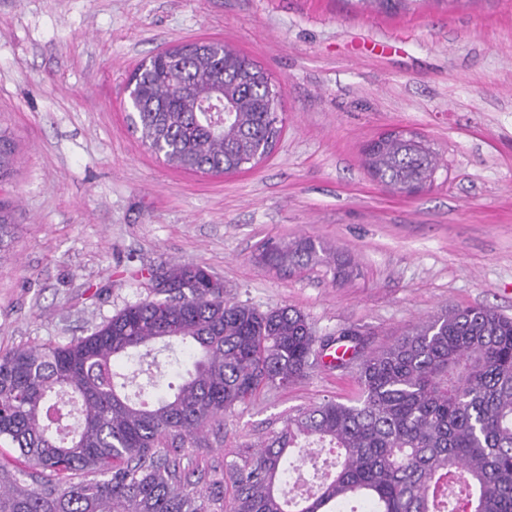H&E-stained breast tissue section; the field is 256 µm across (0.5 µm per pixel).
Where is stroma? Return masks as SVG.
I'll use <instances>...</instances> for the list:
<instances>
[{"instance_id":"35a3bbf8","label":"stroma","mask_w":512,"mask_h":512,"mask_svg":"<svg viewBox=\"0 0 512 512\" xmlns=\"http://www.w3.org/2000/svg\"><path fill=\"white\" fill-rule=\"evenodd\" d=\"M235 45L284 91V128L255 168L210 176L151 154L129 119L134 69L191 40ZM0 129L17 163L0 184L16 234L0 254V355L63 344L150 297L149 269L206 267L224 296L302 311L365 350L441 312L512 317V0H424L398 14L351 0H0ZM414 132L436 152L408 197L363 165L372 139ZM323 242L345 266L284 275L267 239ZM353 370L317 366L235 408L182 451L206 489L226 458L288 415L353 398Z\"/></svg>"}]
</instances>
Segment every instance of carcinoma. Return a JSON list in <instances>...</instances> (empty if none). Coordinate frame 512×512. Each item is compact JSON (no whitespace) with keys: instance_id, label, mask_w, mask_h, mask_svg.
<instances>
[{"instance_id":"1","label":"carcinoma","mask_w":512,"mask_h":512,"mask_svg":"<svg viewBox=\"0 0 512 512\" xmlns=\"http://www.w3.org/2000/svg\"><path fill=\"white\" fill-rule=\"evenodd\" d=\"M399 13L418 0H354ZM133 120L170 166L207 175L249 168L283 129V89L227 42L165 48L140 64ZM222 95V124L202 109ZM0 130V182L15 168ZM364 166L402 194L434 181L430 144L412 132L373 141ZM16 225L0 201V252ZM259 259L283 273L329 266L310 239L270 238ZM155 297L130 304L86 336L0 355V512H512V318L484 307L433 317L357 364L359 394L288 416L256 447L224 461L197 488L169 448H196L207 428L266 388L306 376L333 345L357 355L359 333L316 335L299 310L260 311L224 298V283L194 263L149 271ZM181 368L169 392L157 356ZM336 452L335 472L295 496L291 474L313 446ZM232 489L225 499L226 489Z\"/></svg>"}]
</instances>
